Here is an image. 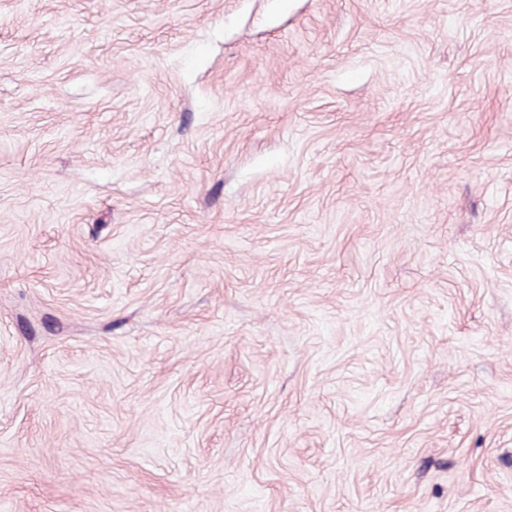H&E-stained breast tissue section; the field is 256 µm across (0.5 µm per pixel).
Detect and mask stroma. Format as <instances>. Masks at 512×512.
<instances>
[{"instance_id":"obj_1","label":"stroma","mask_w":512,"mask_h":512,"mask_svg":"<svg viewBox=\"0 0 512 512\" xmlns=\"http://www.w3.org/2000/svg\"><path fill=\"white\" fill-rule=\"evenodd\" d=\"M0 512H512V0H0Z\"/></svg>"}]
</instances>
